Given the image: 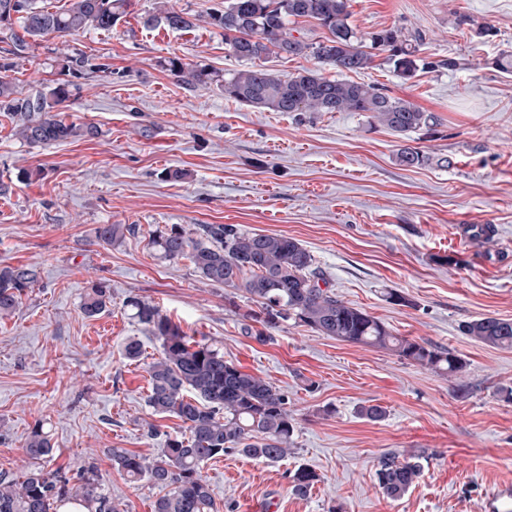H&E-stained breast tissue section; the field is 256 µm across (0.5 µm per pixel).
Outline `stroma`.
I'll return each instance as SVG.
<instances>
[{
	"instance_id": "obj_1",
	"label": "stroma",
	"mask_w": 512,
	"mask_h": 512,
	"mask_svg": "<svg viewBox=\"0 0 512 512\" xmlns=\"http://www.w3.org/2000/svg\"><path fill=\"white\" fill-rule=\"evenodd\" d=\"M157 0H128L111 30L51 40L20 60L23 93L67 86V118L100 134L52 147L13 136L0 112V266L34 265L38 283L0 318V473L20 474L23 446L43 426L54 466L98 469L119 512H153L160 488L129 482L111 449L160 456L147 433V364L160 344L130 318L128 297L151 299L193 340L272 381L288 397L292 450L267 464L237 453L202 470L218 512H484L487 491L512 486V349L461 332L484 316L512 320V0H352L364 34L396 27L421 35L428 61L404 81L384 62L355 74L438 119L434 134L404 137L360 112L257 110L225 99L218 79L240 69L224 32L199 21L224 0H168L193 27H146ZM215 72L188 87L170 59ZM431 164L408 168L400 147ZM439 157L448 166L436 165ZM180 170L174 180L168 173ZM102 224H131L109 246ZM174 224H237L296 239L330 288L395 335L451 349L464 362L454 382L391 351L284 325L266 341L245 319L246 299L224 300L188 260L155 258L149 238ZM489 224L490 237L469 228ZM110 291L98 316L81 300L92 283ZM409 300L401 306L385 294ZM138 341L141 361L124 345ZM385 408L383 420L361 407ZM387 451L421 455L422 472L398 500L376 479ZM320 477L291 491L299 467Z\"/></svg>"
}]
</instances>
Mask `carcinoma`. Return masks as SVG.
Instances as JSON below:
<instances>
[{
	"label": "carcinoma",
	"mask_w": 512,
	"mask_h": 512,
	"mask_svg": "<svg viewBox=\"0 0 512 512\" xmlns=\"http://www.w3.org/2000/svg\"><path fill=\"white\" fill-rule=\"evenodd\" d=\"M38 2L0 0V25L9 29L7 48L0 56V112L10 115L13 135L28 145L95 138L96 126L55 113L70 98L66 86L54 88L48 96L35 92L23 97L9 72L41 40L91 29L111 30L124 13L126 0H68L61 7ZM350 16V0H224V8L205 11L197 19L224 30L228 55L245 64L224 78L226 98L274 112H363L372 123L400 137L424 130L433 133L437 126L433 114L374 84L330 78L317 70L281 75L259 64L272 54L309 56L341 73H358L373 67L376 52L382 51L388 53L386 61L393 73L405 81L426 66L418 56V39L407 38L396 27L359 35L350 25ZM307 18L318 21L328 36L309 42L288 31V22ZM143 24L171 29L193 26L190 19L163 5ZM169 66L187 86L213 81L204 68L176 59ZM397 161L418 167L431 157L416 147L403 146ZM126 231L132 232L133 227L102 224L96 228V242L108 246ZM150 245L162 260H188L208 284L248 295L254 307L244 317L262 326L256 333L261 341L267 332L291 321L322 336L390 350L450 378H458L463 370L462 359L453 351L397 336L365 310L339 299L313 268L310 252L293 238L250 233L237 224H199L192 232L174 224L156 234ZM38 278L37 268L31 265L1 266L0 316L14 312ZM108 299L106 287L95 283L83 299L82 310L89 317L98 316L106 310ZM126 306L161 347L160 357L148 365L146 406L155 416L179 419L185 432L167 435L159 457L114 448L112 461L131 481L146 479L165 490L154 512H217L203 467L235 452L267 463L285 458L294 435L288 396L271 381L224 360L214 346L191 339L153 301L131 297ZM461 331L476 342L512 349L510 320L482 317L464 323ZM53 450L50 435L39 426L33 428L25 444V457L33 467L17 478L0 474V512H55L61 503L86 512H117L109 497L98 492L95 467L77 474L73 484L67 473L49 468ZM420 472L414 455L388 451L377 460L379 488L391 500L403 497ZM318 479L315 471L301 467L292 476V490L303 495Z\"/></svg>",
	"instance_id": "carcinoma-1"
}]
</instances>
